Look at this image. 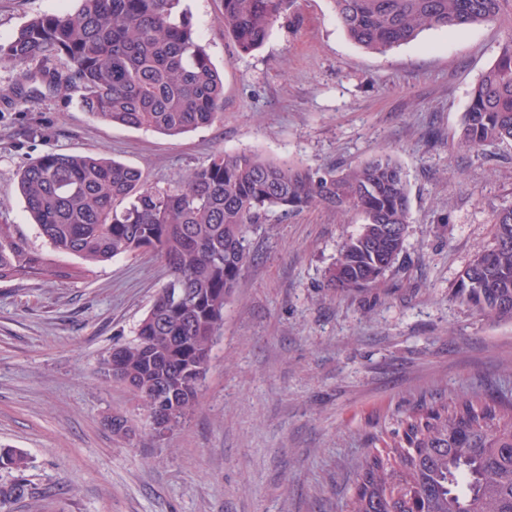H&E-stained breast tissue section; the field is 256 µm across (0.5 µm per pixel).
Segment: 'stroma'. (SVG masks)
Returning <instances> with one entry per match:
<instances>
[{
  "label": "stroma",
  "instance_id": "obj_1",
  "mask_svg": "<svg viewBox=\"0 0 512 512\" xmlns=\"http://www.w3.org/2000/svg\"><path fill=\"white\" fill-rule=\"evenodd\" d=\"M182 6L224 75L222 120L176 138L108 125L42 83L43 71L68 69L65 58L0 64V223L49 252L18 190L21 170L48 151L98 153L159 186L222 151L313 168L388 153L408 179L405 249L378 287L336 291L325 271L359 214L318 207L251 225L199 406L165 436L99 365L133 336L166 279L160 261L0 281V448L26 456L29 489L0 512H348L362 454L413 409L512 391V319L453 297L460 271L493 242L494 212L512 204V144L458 145L500 31L427 30L379 54L348 38L331 0H298L262 48L240 55L220 0ZM77 7L0 0V42ZM113 415L131 421L130 437L106 426Z\"/></svg>",
  "mask_w": 512,
  "mask_h": 512
}]
</instances>
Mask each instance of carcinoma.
<instances>
[{
    "mask_svg": "<svg viewBox=\"0 0 512 512\" xmlns=\"http://www.w3.org/2000/svg\"><path fill=\"white\" fill-rule=\"evenodd\" d=\"M73 13L31 18L0 63L22 67L63 56L65 72L42 82L78 94L86 112L112 126L178 137L220 121L224 79L201 44L182 0H78ZM297 0H222L220 22L239 54L268 40ZM336 19L362 48L386 53L427 29L493 24L506 30L500 54L471 87L461 141L467 148L512 142V0H332ZM27 211L57 266L14 224H0V280L63 279L121 256L151 253L167 277L135 336L101 359L153 421L162 394L180 393L174 425L199 404L213 337L251 258L247 233L271 213L323 205L363 216L327 269V286L376 285L402 254L410 199L402 167L388 154L337 170L276 162L255 151L221 152L164 187L98 154L46 153L18 181ZM495 243L461 271L454 298L487 316L512 317V204L493 214ZM16 472L27 458L0 451ZM28 494L23 478L0 502ZM350 512H512V392H467L414 410L402 434L362 456Z\"/></svg>",
    "mask_w": 512,
    "mask_h": 512,
    "instance_id": "carcinoma-1",
    "label": "carcinoma"
}]
</instances>
